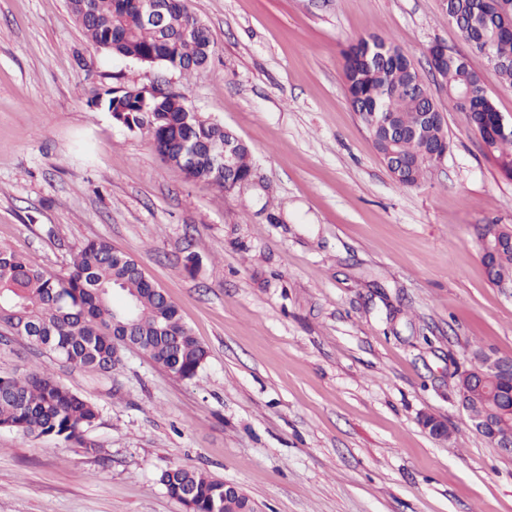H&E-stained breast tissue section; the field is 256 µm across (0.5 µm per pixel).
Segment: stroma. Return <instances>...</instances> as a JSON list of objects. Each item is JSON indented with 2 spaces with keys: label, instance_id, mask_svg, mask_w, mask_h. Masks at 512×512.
<instances>
[{
  "label": "stroma",
  "instance_id": "1",
  "mask_svg": "<svg viewBox=\"0 0 512 512\" xmlns=\"http://www.w3.org/2000/svg\"><path fill=\"white\" fill-rule=\"evenodd\" d=\"M186 5L214 40L189 76L96 48L69 0H0V243L61 277L110 242L208 351L180 379L135 350L100 374L0 343V377L45 366L98 409L69 441L0 429V512H185L159 481L175 466L259 512H512V456L456 392L474 354L512 358V288L488 281L479 239L512 229V177L449 106L428 50L466 57L511 123L512 87L443 0ZM369 35L413 61L444 116L448 153L413 187L348 98L343 52ZM159 84L250 148L249 184L188 180L95 103Z\"/></svg>",
  "mask_w": 512,
  "mask_h": 512
}]
</instances>
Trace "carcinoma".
<instances>
[{"label":"carcinoma","instance_id":"obj_1","mask_svg":"<svg viewBox=\"0 0 512 512\" xmlns=\"http://www.w3.org/2000/svg\"><path fill=\"white\" fill-rule=\"evenodd\" d=\"M70 8L91 43L111 54L159 62L191 74L206 67L213 41L208 29L173 0L163 27L139 20L136 0H70ZM447 13L466 42L478 52L487 47L502 60L501 80L512 86V24L484 11L481 0H447ZM344 78L350 103L360 114L378 113L381 125L369 130L374 147L395 135L394 150L405 157L439 147L438 126L424 125L418 136L408 130L420 114L434 107L413 62L398 48L371 36L359 38L344 52ZM446 87L467 86L468 117L473 130L489 146L498 166L512 169V126L483 90L480 76L461 55L441 62ZM107 110L124 115L125 124L144 130L154 150L168 164L182 168L183 142L198 146L193 179L227 189L216 177L209 155L233 135L219 124L185 121L183 98L166 93L160 106H142L127 90H107L97 99ZM106 240L87 243L64 278L46 275L27 259L0 244V328L43 349L64 364L92 372H108L119 363L116 341L128 339L156 365L172 375L195 377L207 357L206 348L182 322L178 309L149 282L137 262L113 258ZM494 281H512V248L490 256ZM484 409L512 406V388L500 385L487 395ZM98 417L95 405L58 385L46 369L24 377H0V428L27 436L78 437ZM161 483L185 512H255L242 491L199 470L174 467L162 472Z\"/></svg>","mask_w":512,"mask_h":512}]
</instances>
